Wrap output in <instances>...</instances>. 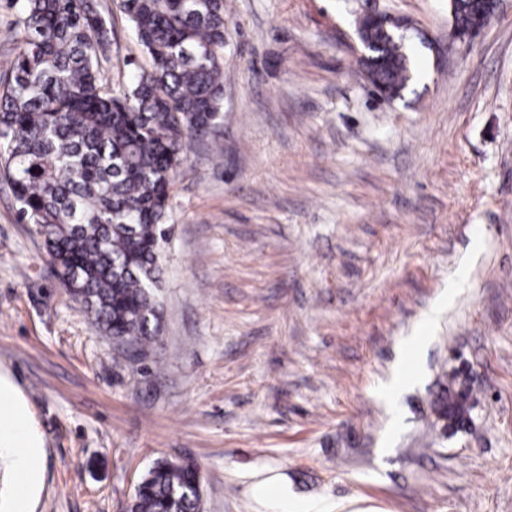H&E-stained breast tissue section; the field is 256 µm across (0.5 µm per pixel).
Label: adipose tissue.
I'll list each match as a JSON object with an SVG mask.
<instances>
[{
	"label": "adipose tissue",
	"mask_w": 512,
	"mask_h": 512,
	"mask_svg": "<svg viewBox=\"0 0 512 512\" xmlns=\"http://www.w3.org/2000/svg\"><path fill=\"white\" fill-rule=\"evenodd\" d=\"M28 415L16 388L0 380V447L15 449L20 479L14 512H28L27 501L42 470V442L29 431Z\"/></svg>",
	"instance_id": "obj_1"
}]
</instances>
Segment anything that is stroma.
<instances>
[{"label": "stroma", "mask_w": 512, "mask_h": 512, "mask_svg": "<svg viewBox=\"0 0 512 512\" xmlns=\"http://www.w3.org/2000/svg\"><path fill=\"white\" fill-rule=\"evenodd\" d=\"M98 3L123 84L148 58ZM224 8V122L174 176L144 356L65 293L0 181V378L43 441L30 512H128L163 457L197 465L202 512H512V0L465 41L449 0ZM369 13L407 27L401 97L362 66ZM444 385L469 388L466 428L437 427Z\"/></svg>", "instance_id": "obj_1"}]
</instances>
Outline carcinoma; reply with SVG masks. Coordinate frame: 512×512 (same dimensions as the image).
I'll use <instances>...</instances> for the list:
<instances>
[{"label":"carcinoma","mask_w":512,"mask_h":512,"mask_svg":"<svg viewBox=\"0 0 512 512\" xmlns=\"http://www.w3.org/2000/svg\"><path fill=\"white\" fill-rule=\"evenodd\" d=\"M17 47L0 86V175L47 262L101 331L141 354L159 340L160 245L189 139L223 121L224 0H116L150 69L112 87L98 39L112 24L94 0H14ZM464 35L483 0H450ZM400 23L362 20L371 83L393 99L413 78ZM469 392L445 388L437 419L471 421ZM197 467L160 459L130 512H202Z\"/></svg>","instance_id":"cac0c4a2"}]
</instances>
